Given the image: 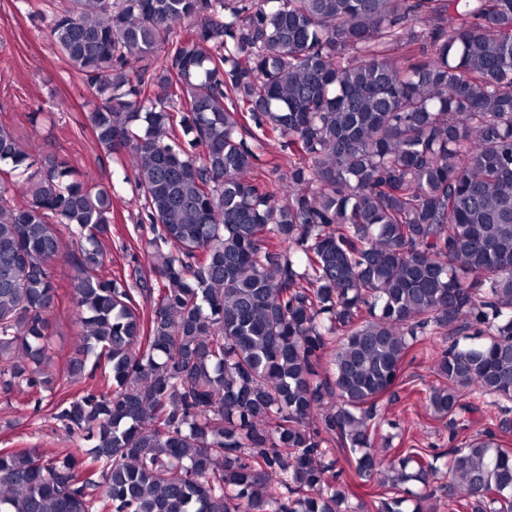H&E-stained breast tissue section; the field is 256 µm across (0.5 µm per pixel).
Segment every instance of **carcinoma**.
Wrapping results in <instances>:
<instances>
[{
  "label": "carcinoma",
  "instance_id": "1",
  "mask_svg": "<svg viewBox=\"0 0 512 512\" xmlns=\"http://www.w3.org/2000/svg\"><path fill=\"white\" fill-rule=\"evenodd\" d=\"M44 20L133 171L155 282L102 277L109 193L0 128V394L53 384L59 224L68 373L95 385L55 412L91 447L0 450V512H435L439 475L450 512H512V0H64ZM467 329L488 340L442 350L426 405L456 425L468 394L497 429L443 473L380 457L404 357ZM347 468L382 495L349 506Z\"/></svg>",
  "mask_w": 512,
  "mask_h": 512
}]
</instances>
